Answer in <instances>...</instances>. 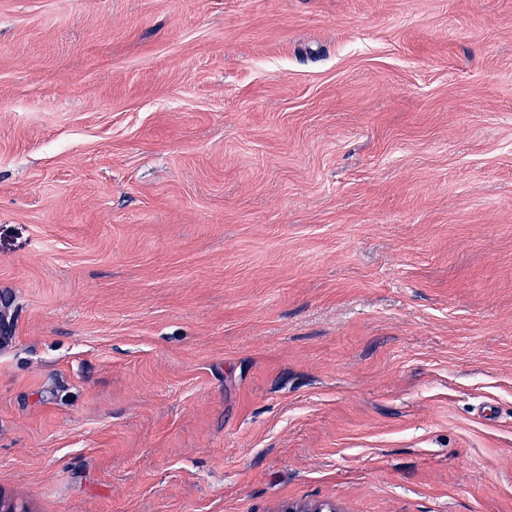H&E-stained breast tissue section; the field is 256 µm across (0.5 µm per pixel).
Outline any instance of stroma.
Wrapping results in <instances>:
<instances>
[{
	"label": "stroma",
	"instance_id": "35a3bbf8",
	"mask_svg": "<svg viewBox=\"0 0 512 512\" xmlns=\"http://www.w3.org/2000/svg\"><path fill=\"white\" fill-rule=\"evenodd\" d=\"M19 512H512V0H0Z\"/></svg>",
	"mask_w": 512,
	"mask_h": 512
}]
</instances>
